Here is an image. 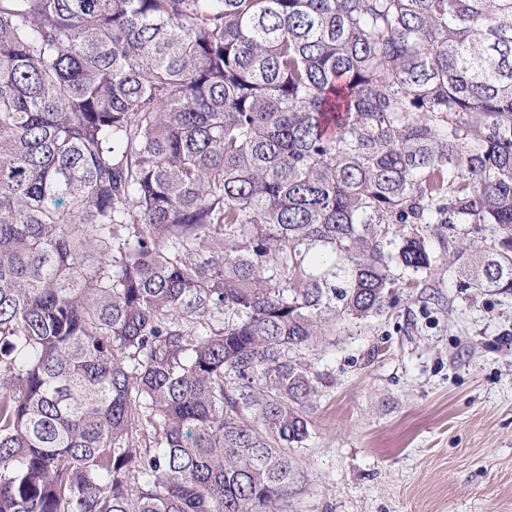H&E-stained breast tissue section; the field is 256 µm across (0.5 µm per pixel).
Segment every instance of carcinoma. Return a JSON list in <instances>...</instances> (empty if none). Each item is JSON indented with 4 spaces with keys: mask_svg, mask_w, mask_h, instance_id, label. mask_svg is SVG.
<instances>
[{
    "mask_svg": "<svg viewBox=\"0 0 512 512\" xmlns=\"http://www.w3.org/2000/svg\"><path fill=\"white\" fill-rule=\"evenodd\" d=\"M436 222L512 294V0H0V512H281Z\"/></svg>",
    "mask_w": 512,
    "mask_h": 512,
    "instance_id": "carcinoma-1",
    "label": "carcinoma"
}]
</instances>
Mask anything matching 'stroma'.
<instances>
[{"label": "stroma", "mask_w": 512, "mask_h": 512, "mask_svg": "<svg viewBox=\"0 0 512 512\" xmlns=\"http://www.w3.org/2000/svg\"><path fill=\"white\" fill-rule=\"evenodd\" d=\"M431 272L301 351L319 393L285 512H512V295L458 286L462 244L420 227Z\"/></svg>", "instance_id": "obj_1"}]
</instances>
